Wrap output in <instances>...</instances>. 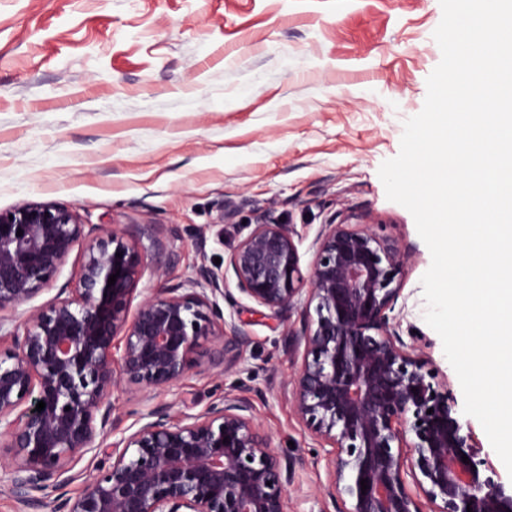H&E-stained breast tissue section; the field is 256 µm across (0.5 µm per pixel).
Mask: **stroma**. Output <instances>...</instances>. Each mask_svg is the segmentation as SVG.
<instances>
[{"mask_svg":"<svg viewBox=\"0 0 512 512\" xmlns=\"http://www.w3.org/2000/svg\"><path fill=\"white\" fill-rule=\"evenodd\" d=\"M439 0H0V211L52 202L83 223L126 230L175 261L143 289L192 276L201 256L228 261L268 212L294 227L303 265L331 221L368 225L405 256L394 313L464 432L512 481L424 320L431 264L411 213L387 199L381 164L424 105L441 60ZM250 337L216 376L206 351L160 392H114L119 430L146 408L172 420L203 411L231 384L261 391L257 423L295 459L285 512H337L314 498L332 470L293 406L301 364L283 324L247 300L225 306Z\"/></svg>","mask_w":512,"mask_h":512,"instance_id":"1","label":"stroma"}]
</instances>
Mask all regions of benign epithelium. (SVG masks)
Returning <instances> with one entry per match:
<instances>
[{
	"label": "benign epithelium",
	"mask_w": 512,
	"mask_h": 512,
	"mask_svg": "<svg viewBox=\"0 0 512 512\" xmlns=\"http://www.w3.org/2000/svg\"><path fill=\"white\" fill-rule=\"evenodd\" d=\"M296 237L290 225L265 218L229 266L241 297L275 316L303 309L302 329L286 331L303 349L291 380L294 407L330 444L334 469L314 495L342 499L345 512H512V484L494 479L455 415L448 385L433 382L390 316L404 263L396 241L332 221L314 239L305 273ZM80 244L73 286L30 305ZM173 260L161 248L146 253L118 228L102 233L55 203L0 211V328L3 313L23 310L10 333L12 351L0 356V449L9 456L0 483L20 512L49 505L51 512H284L295 467L255 421L254 390L244 384L177 423L165 407L147 409L81 492H64L78 478L77 460L103 447L113 392L173 386L213 339L221 341L223 373L225 354L235 360L249 342L224 319L219 300L237 303L224 288V269L204 260L190 280L132 307L145 269L161 277ZM40 401L46 406L38 412Z\"/></svg>",
	"instance_id": "benign-epithelium-1"
}]
</instances>
